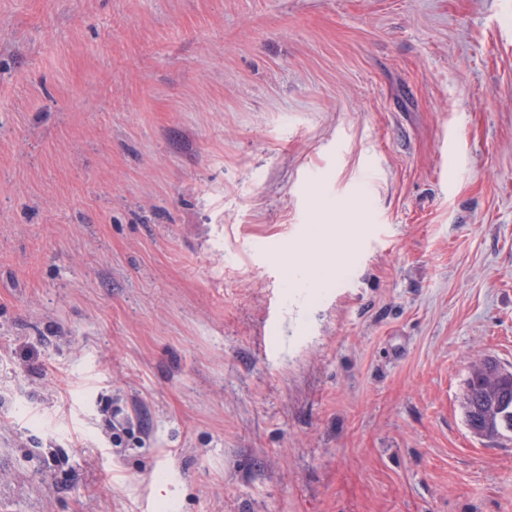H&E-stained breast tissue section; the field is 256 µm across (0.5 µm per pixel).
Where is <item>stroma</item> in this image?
Returning <instances> with one entry per match:
<instances>
[{
  "instance_id": "obj_1",
  "label": "stroma",
  "mask_w": 512,
  "mask_h": 512,
  "mask_svg": "<svg viewBox=\"0 0 512 512\" xmlns=\"http://www.w3.org/2000/svg\"><path fill=\"white\" fill-rule=\"evenodd\" d=\"M479 355L512 0H0V512H512ZM338 265V251L331 249L321 250L317 261L313 264L306 262L302 253L294 257L293 269H300L305 272L303 286L305 288H320L324 282L334 274ZM488 383L476 375L467 380L465 414L467 425L480 428L484 424L483 407L488 397Z\"/></svg>"
}]
</instances>
